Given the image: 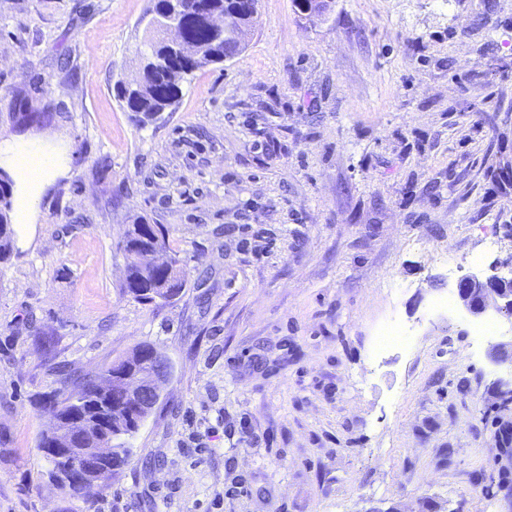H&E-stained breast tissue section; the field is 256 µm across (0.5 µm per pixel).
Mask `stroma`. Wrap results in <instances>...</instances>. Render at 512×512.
<instances>
[{
  "mask_svg": "<svg viewBox=\"0 0 512 512\" xmlns=\"http://www.w3.org/2000/svg\"><path fill=\"white\" fill-rule=\"evenodd\" d=\"M148 6L0 0V133L67 160L0 266V512H512V320L470 345L452 298L512 267V0H260L246 48L140 125L114 85ZM137 216L189 273L157 309L121 292ZM392 319L411 345L376 351ZM140 344L163 399L111 490L70 498L40 400Z\"/></svg>",
  "mask_w": 512,
  "mask_h": 512,
  "instance_id": "1",
  "label": "stroma"
}]
</instances>
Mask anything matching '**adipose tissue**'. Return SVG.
Returning a JSON list of instances; mask_svg holds the SVG:
<instances>
[{
	"instance_id": "ef3b65f1",
	"label": "adipose tissue",
	"mask_w": 512,
	"mask_h": 512,
	"mask_svg": "<svg viewBox=\"0 0 512 512\" xmlns=\"http://www.w3.org/2000/svg\"><path fill=\"white\" fill-rule=\"evenodd\" d=\"M0 169L14 180L12 220L19 235H27L36 221L41 194L62 168L54 153L47 150L45 139L0 136Z\"/></svg>"
}]
</instances>
